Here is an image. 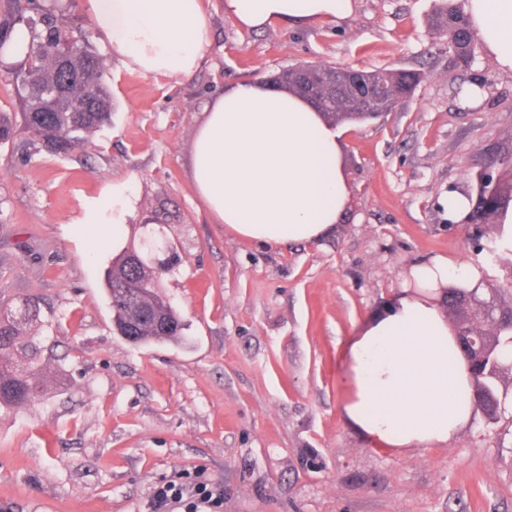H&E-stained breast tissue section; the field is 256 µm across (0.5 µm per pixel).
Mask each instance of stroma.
I'll return each instance as SVG.
<instances>
[{
    "label": "stroma",
    "mask_w": 512,
    "mask_h": 512,
    "mask_svg": "<svg viewBox=\"0 0 512 512\" xmlns=\"http://www.w3.org/2000/svg\"><path fill=\"white\" fill-rule=\"evenodd\" d=\"M437 0H354L336 23L261 31L205 0L214 40L189 78L111 56L82 5L65 24L103 61L112 122L58 157L35 137L0 144V296L37 300L28 341L43 393L0 410V512H156V484L203 481L220 512H512V416L481 411L451 439L392 449L344 412L342 353L437 256L482 274L512 306V253L488 261L497 216L449 218L448 193L512 155V73L477 48L459 67L429 19ZM297 63L417 69L413 97L344 123L343 219L316 242L262 245L225 231L199 198L193 136L205 108ZM112 214L84 223L112 185ZM152 234L177 256L161 291L186 329L135 346L113 329L103 271Z\"/></svg>",
    "instance_id": "obj_1"
}]
</instances>
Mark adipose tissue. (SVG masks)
I'll return each mask as SVG.
<instances>
[{
	"label": "adipose tissue",
	"instance_id": "1",
	"mask_svg": "<svg viewBox=\"0 0 512 512\" xmlns=\"http://www.w3.org/2000/svg\"><path fill=\"white\" fill-rule=\"evenodd\" d=\"M112 54L145 76L187 78L212 41L202 0H84ZM471 26L512 72V0H465ZM353 0H224L239 27L349 17ZM343 132L289 90L240 83L206 108L192 146L197 191L218 223L267 245L315 242L350 202ZM417 293L400 296L347 346L348 418L388 448L448 441L471 415L472 380L436 302L441 287L474 288L478 271L445 257L415 265Z\"/></svg>",
	"mask_w": 512,
	"mask_h": 512
}]
</instances>
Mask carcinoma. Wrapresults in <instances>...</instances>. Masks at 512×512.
Wrapping results in <instances>:
<instances>
[{"label":"carcinoma","mask_w":512,"mask_h":512,"mask_svg":"<svg viewBox=\"0 0 512 512\" xmlns=\"http://www.w3.org/2000/svg\"><path fill=\"white\" fill-rule=\"evenodd\" d=\"M68 5L61 0H27L19 10L12 0L8 18L0 21V57L14 42L15 26L21 24L29 41L17 70L21 111L0 113V142L6 143L21 130L31 133L53 155H66L86 143L90 134L112 121V95L99 57L85 43L72 38L63 21ZM437 33L448 39V51L460 66L468 68L476 44L469 19L457 0H441L431 18ZM72 52L70 69L60 66L58 52ZM422 73L413 69L360 70L330 66L295 65L270 78L301 94L316 95L315 106L327 120L364 121L391 112L413 96ZM62 85L65 94L51 99L46 88ZM384 90L383 105L373 108L365 94L375 87ZM509 200L490 201L487 189L478 190L469 213L473 223L492 214L508 213ZM169 271L161 262L138 255L132 248L121 253L106 271V288L116 332L138 345L152 344L182 335L184 323L170 300L159 291V279ZM35 302L18 308L0 301V408L13 409L36 399L40 392V369L28 360L29 344L23 339L28 324L38 320Z\"/></svg>","instance_id":"1"}]
</instances>
